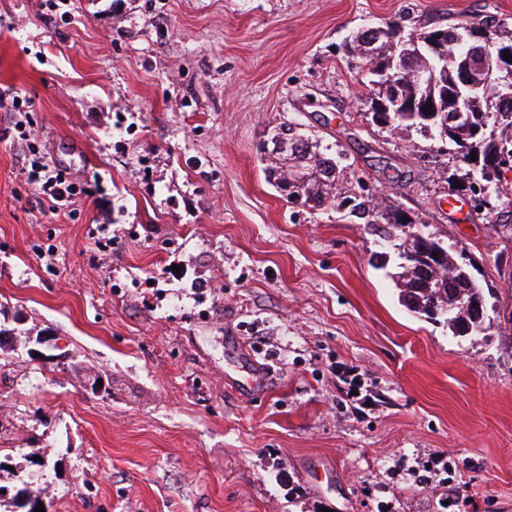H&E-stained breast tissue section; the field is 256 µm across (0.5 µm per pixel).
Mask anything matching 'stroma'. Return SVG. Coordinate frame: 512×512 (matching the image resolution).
Segmentation results:
<instances>
[{"label":"stroma","instance_id":"obj_1","mask_svg":"<svg viewBox=\"0 0 512 512\" xmlns=\"http://www.w3.org/2000/svg\"><path fill=\"white\" fill-rule=\"evenodd\" d=\"M487 16L512 0H0V512L22 478L48 512H512V204L369 124L342 50ZM285 122L339 146L345 194L465 246L482 333L402 306L381 225L268 183ZM35 151L87 188L72 212ZM31 180L37 185L42 200L49 203V208L58 212L74 205L76 198L85 194L86 190L77 185L68 176L66 170L51 167L40 159H32L30 162Z\"/></svg>","mask_w":512,"mask_h":512}]
</instances>
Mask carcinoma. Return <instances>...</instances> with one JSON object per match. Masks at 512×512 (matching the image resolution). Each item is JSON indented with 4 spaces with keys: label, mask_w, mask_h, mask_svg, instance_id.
Wrapping results in <instances>:
<instances>
[{
    "label": "carcinoma",
    "mask_w": 512,
    "mask_h": 512,
    "mask_svg": "<svg viewBox=\"0 0 512 512\" xmlns=\"http://www.w3.org/2000/svg\"><path fill=\"white\" fill-rule=\"evenodd\" d=\"M395 30V26L387 24L358 31L351 39L349 55L381 63L389 54L390 39L394 37ZM465 32L464 25L424 22L408 33L406 40L415 50L443 35L448 60L441 61L426 54L412 58L403 65L409 72L416 67L430 68L434 77L429 81H420L408 74L399 77L394 84L368 78L371 108L368 117L372 124L391 134L415 129L447 142L455 150L458 161L468 167L466 189L471 191L477 184L481 187L479 195L498 200L503 196L499 158L505 147L512 148V72L504 76L501 81L503 87L499 89L464 88L453 57L461 49L459 39ZM485 40L486 49H512V30L493 21L488 26ZM395 100L415 105L416 111H387L386 107L392 106ZM429 102L436 111L422 112ZM460 107L466 109L465 119L445 124L443 117L453 115ZM285 128L288 129L291 148L286 152H270L264 156L268 178L284 183L280 190L290 203L307 204L313 208L334 203L338 208L347 207L352 213L370 218L373 224H386L388 230L385 237L389 239L405 236V241L400 243L404 247L399 253L402 262L399 263L398 272L392 274L399 289V300H405L406 290L418 282L421 285L418 296L452 317L461 312L460 301L455 299L453 291L484 294L482 285L471 275L468 265L462 262L465 247L456 246L451 250L434 238L406 230L412 220L404 219V211L393 202L382 206L369 197L348 199L342 196L340 174L343 167L339 157L332 156L329 146L320 145L293 122L274 127L271 135H277ZM472 154L476 155L474 161L470 160ZM428 244L441 250L445 257L424 277L411 255ZM19 482L21 487L14 499L27 512H35L41 503L38 492L25 479L21 478Z\"/></svg>",
    "instance_id": "obj_1"
}]
</instances>
